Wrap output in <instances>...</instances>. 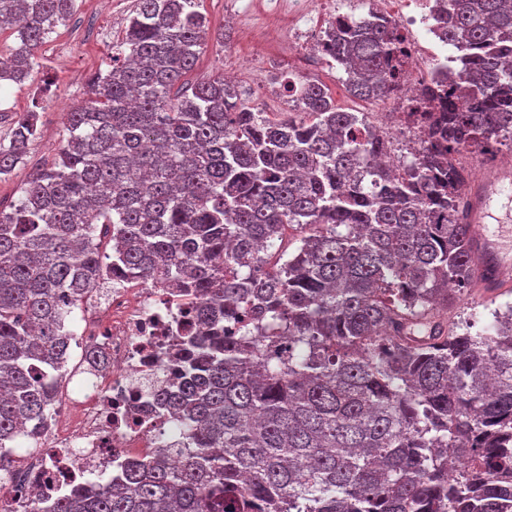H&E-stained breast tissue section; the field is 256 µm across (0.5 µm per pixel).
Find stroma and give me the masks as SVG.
<instances>
[{
  "label": "stroma",
  "mask_w": 512,
  "mask_h": 512,
  "mask_svg": "<svg viewBox=\"0 0 512 512\" xmlns=\"http://www.w3.org/2000/svg\"><path fill=\"white\" fill-rule=\"evenodd\" d=\"M135 3L136 0H78L77 11L69 23L58 28L39 48L40 68L34 79L22 88L10 82L0 84V109L17 115L38 110L42 129L26 164L17 166L11 176L0 181V204L7 206L18 200L19 189L32 166L58 152L66 111L87 99L90 78L106 70ZM224 3L225 0H200V10L209 20V36L195 69L182 79L181 88L223 74L227 69L255 78L266 64L278 59L284 71L308 74L323 83L329 93L350 95L341 71L322 67L308 71L300 60L282 58L284 37L259 43L255 29L273 23L261 7L247 12L246 24H230L224 20ZM508 302L512 303V292L488 294L475 288L456 301L449 314L452 320L468 321L473 330L480 331L490 324L492 310Z\"/></svg>",
  "instance_id": "35a3bbf8"
}]
</instances>
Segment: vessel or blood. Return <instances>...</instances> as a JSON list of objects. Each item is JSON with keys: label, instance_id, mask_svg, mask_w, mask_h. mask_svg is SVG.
I'll return each instance as SVG.
<instances>
[{"label": "vessel or blood", "instance_id": "1", "mask_svg": "<svg viewBox=\"0 0 512 512\" xmlns=\"http://www.w3.org/2000/svg\"><path fill=\"white\" fill-rule=\"evenodd\" d=\"M507 179L512 180L511 170L491 173L475 184L469 195L475 278L482 287L491 291L512 280V260L506 258L505 248L498 235L490 233L485 224L493 196Z\"/></svg>", "mask_w": 512, "mask_h": 512}]
</instances>
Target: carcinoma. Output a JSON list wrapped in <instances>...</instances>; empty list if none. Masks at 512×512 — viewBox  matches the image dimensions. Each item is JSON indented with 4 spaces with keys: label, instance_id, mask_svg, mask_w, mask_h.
Here are the masks:
<instances>
[{
    "label": "carcinoma",
    "instance_id": "carcinoma-1",
    "mask_svg": "<svg viewBox=\"0 0 512 512\" xmlns=\"http://www.w3.org/2000/svg\"><path fill=\"white\" fill-rule=\"evenodd\" d=\"M77 2L0 0V32L15 36L0 81L31 79ZM198 7L137 0L59 152L0 207V475L57 401L53 374L77 342L66 321L110 277L192 305L176 379L153 390L180 439L159 432L149 459L50 512H507L512 306L476 334L447 314L475 282L454 155L512 143V0H451L462 74L448 116L421 107L431 131L405 175L317 81L286 77L302 106L275 120L222 75L173 93L208 38ZM321 51L356 96L399 82L402 38L385 22ZM38 121L13 122L0 179Z\"/></svg>",
    "mask_w": 512,
    "mask_h": 512
}]
</instances>
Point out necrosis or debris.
Wrapping results in <instances>:
<instances>
[{
    "mask_svg": "<svg viewBox=\"0 0 512 512\" xmlns=\"http://www.w3.org/2000/svg\"><path fill=\"white\" fill-rule=\"evenodd\" d=\"M407 9L388 8V0H354L341 12L335 0H268L269 14L287 23L288 42L305 51L327 39L338 21L386 18L404 39L403 76L393 93L380 100L370 130L385 137L384 163L401 169L420 149L428 126L413 110L427 83L447 80L449 44L439 29L447 0H408ZM180 313L165 291L152 283L115 287L96 295L83 312L81 336L102 347L107 362L81 366L72 401L55 404L42 430L23 434L29 454L11 480L0 485V512H47L59 496L90 490L112 477L123 462L147 458L168 420L155 407L151 385H166L172 375V350L180 332Z\"/></svg>",
    "mask_w": 512,
    "mask_h": 512,
    "instance_id": "1",
    "label": "necrosis or debris"
}]
</instances>
